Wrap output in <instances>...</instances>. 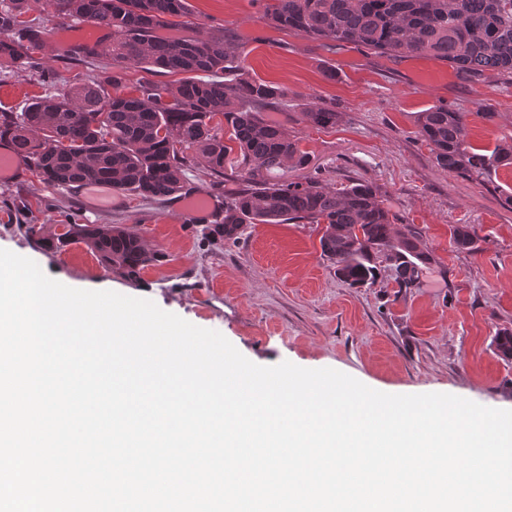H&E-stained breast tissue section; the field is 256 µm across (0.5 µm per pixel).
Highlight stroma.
Returning <instances> with one entry per match:
<instances>
[{
  "instance_id": "35a3bbf8",
  "label": "stroma",
  "mask_w": 512,
  "mask_h": 512,
  "mask_svg": "<svg viewBox=\"0 0 512 512\" xmlns=\"http://www.w3.org/2000/svg\"><path fill=\"white\" fill-rule=\"evenodd\" d=\"M205 28L226 26L246 42L253 76L288 90L287 113L330 106L328 130L297 126L308 173L325 186L368 179L400 222L423 232L437 260L421 287L396 295L379 280L350 288L321 254L312 224H251L237 241L207 233L210 217L182 219L179 205L116 192L110 207L87 192H62L26 176L0 182V248L48 267L73 285L109 282L142 297L151 287L160 309L224 335L252 362L330 367L391 394L450 393L512 409V363L493 348L512 328V165L484 183L440 168L418 134L432 105L468 113L474 148L512 139V81H474L431 57L390 60L351 45L324 46L276 28L258 0H188ZM37 74L0 73V109L22 111L43 93ZM489 107L490 116L480 113ZM26 224H121L164 255L137 280L98 263L85 244L55 253L38 248ZM469 227L471 251L456 249L453 226Z\"/></svg>"
}]
</instances>
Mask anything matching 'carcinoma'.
I'll return each mask as SVG.
<instances>
[{
	"label": "carcinoma",
	"instance_id": "1",
	"mask_svg": "<svg viewBox=\"0 0 512 512\" xmlns=\"http://www.w3.org/2000/svg\"><path fill=\"white\" fill-rule=\"evenodd\" d=\"M47 6L52 19L104 31L96 44L71 51L103 67L45 90L21 112L0 111V145L18 160L15 177L29 174L73 193L110 184L143 199L182 202L192 192L187 173L197 166L210 188L235 185L212 215L213 236L234 241L249 224H315L321 254L341 282L370 288L387 274L399 294L420 287L437 263L415 225L394 231L396 218L373 182L330 189L316 176L288 179L309 164L295 131L269 116L288 106V90L254 78L239 36L192 22L187 0ZM29 11V0H0V73L39 71L46 81L41 60L56 49L45 22ZM263 13L276 27L317 42L387 58L430 56L473 80L487 73L512 78V0H264ZM339 119L327 106L298 113L296 122L321 130ZM418 126L437 165L472 182L512 164V143L473 151L466 112L432 106ZM25 233L39 248L56 253L66 246L44 224H27ZM69 236L130 280L164 258L119 224H72ZM452 240L459 250L474 248L466 225L453 228ZM493 345L512 360V329L499 330Z\"/></svg>",
	"mask_w": 512,
	"mask_h": 512
}]
</instances>
